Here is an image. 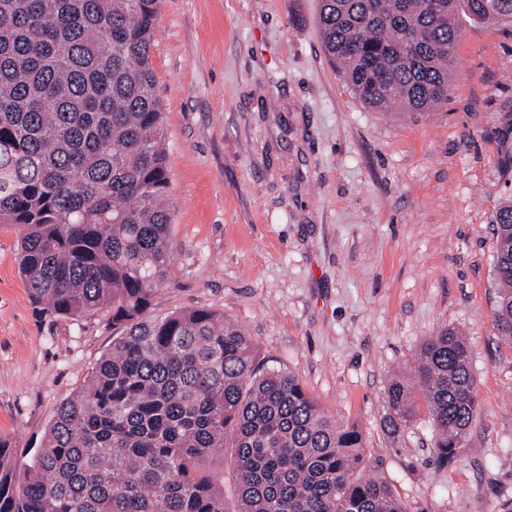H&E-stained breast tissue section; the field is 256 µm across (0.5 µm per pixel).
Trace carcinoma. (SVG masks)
<instances>
[{
	"label": "carcinoma",
	"instance_id": "cac0c4a2",
	"mask_svg": "<svg viewBox=\"0 0 512 512\" xmlns=\"http://www.w3.org/2000/svg\"><path fill=\"white\" fill-rule=\"evenodd\" d=\"M161 0H0V223L54 319L112 311L119 336L62 402L38 464L0 437V512H405L361 476V432L327 416L252 338L206 309L150 315L172 264L164 107L151 47ZM511 23L512 0H320L325 52L375 110L448 98L462 27ZM494 325L512 345V204L496 213ZM396 443L424 404L451 461L478 409L468 342H422L385 394ZM230 449L227 507L209 470Z\"/></svg>",
	"mask_w": 512,
	"mask_h": 512
}]
</instances>
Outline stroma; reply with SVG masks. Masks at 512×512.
Instances as JSON below:
<instances>
[{
	"label": "stroma",
	"mask_w": 512,
	"mask_h": 512,
	"mask_svg": "<svg viewBox=\"0 0 512 512\" xmlns=\"http://www.w3.org/2000/svg\"><path fill=\"white\" fill-rule=\"evenodd\" d=\"M319 0H161L152 48L175 212L152 312L206 308L356 425L406 512H512V346L493 322L495 215L512 201V24L468 25L448 100L380 112L326 56ZM0 223V435L32 464L112 348L111 315H39ZM465 331L479 408L448 464L420 414L382 429L391 377Z\"/></svg>",
	"instance_id": "1"
}]
</instances>
